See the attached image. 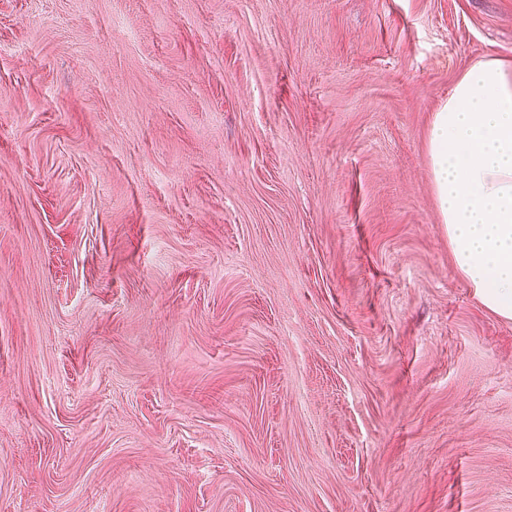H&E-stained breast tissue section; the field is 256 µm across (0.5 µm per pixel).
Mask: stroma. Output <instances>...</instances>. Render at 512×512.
Masks as SVG:
<instances>
[{"mask_svg": "<svg viewBox=\"0 0 512 512\" xmlns=\"http://www.w3.org/2000/svg\"><path fill=\"white\" fill-rule=\"evenodd\" d=\"M512 0H0V512H512V319L429 132Z\"/></svg>", "mask_w": 512, "mask_h": 512, "instance_id": "35a3bbf8", "label": "stroma"}]
</instances>
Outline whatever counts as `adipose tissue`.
Returning <instances> with one entry per match:
<instances>
[{"mask_svg": "<svg viewBox=\"0 0 512 512\" xmlns=\"http://www.w3.org/2000/svg\"><path fill=\"white\" fill-rule=\"evenodd\" d=\"M429 161L456 266L512 319V64L467 69L434 116Z\"/></svg>", "mask_w": 512, "mask_h": 512, "instance_id": "obj_1", "label": "adipose tissue"}]
</instances>
